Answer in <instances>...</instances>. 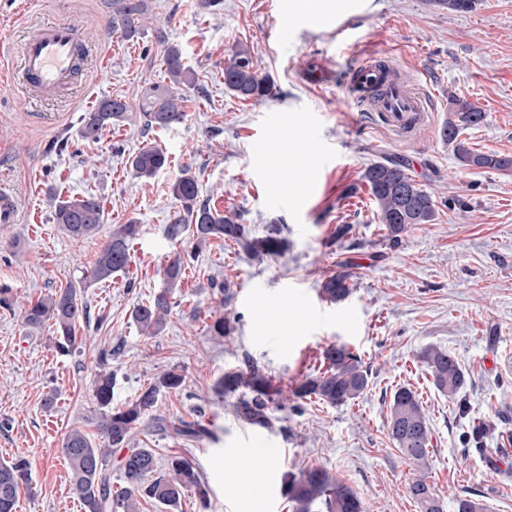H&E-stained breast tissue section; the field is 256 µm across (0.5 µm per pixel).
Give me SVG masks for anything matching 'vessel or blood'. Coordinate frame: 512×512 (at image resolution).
<instances>
[{
    "mask_svg": "<svg viewBox=\"0 0 512 512\" xmlns=\"http://www.w3.org/2000/svg\"><path fill=\"white\" fill-rule=\"evenodd\" d=\"M83 41L71 22L56 20L30 28L21 45V79L25 89L43 97L55 95L68 86L84 64ZM356 98H371V111L384 124L409 132L425 120V106L411 80L402 77L395 63L371 55L354 68Z\"/></svg>",
    "mask_w": 512,
    "mask_h": 512,
    "instance_id": "b4317fda",
    "label": "vessel or blood"
}]
</instances>
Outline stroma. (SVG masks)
I'll list each match as a JSON object with an SVG mask.
<instances>
[{"instance_id":"stroma-1","label":"stroma","mask_w":512,"mask_h":512,"mask_svg":"<svg viewBox=\"0 0 512 512\" xmlns=\"http://www.w3.org/2000/svg\"><path fill=\"white\" fill-rule=\"evenodd\" d=\"M157 20L140 38L112 32V0H0V42L16 46L29 24L71 21L85 44V71L55 96L29 94L16 79L17 60L0 58V185L22 199L20 220L0 224V460L22 455L31 482L17 512H82L70 490L61 444L78 428L99 441L91 385L98 353L111 350L117 383L113 403L130 402L142 386L178 370L182 390L161 395L155 412L166 421L202 420L212 435L184 440L153 426L135 429L129 446L156 453L159 472L170 456H185L209 489L208 501L182 500L177 512H292L271 499L270 479L321 466L354 490L367 512H420L406 487L412 464L394 447L387 414L396 389L419 395L432 434L433 484L443 512L472 498L487 512H512V172L459 167L440 136L448 98L481 107L484 123L466 134L481 152L512 153V0H478L453 13L425 0H373L350 15L358 54L341 51L335 28H318L288 11V0H147ZM179 46L198 82L186 90V120L168 129L142 122L113 127L97 143L80 139V120L100 100L138 104L143 90L165 78L166 43ZM252 52L274 95L241 100L224 88L230 46ZM381 53L410 74L428 122L402 134L380 122L351 92L357 56ZM158 144L169 165L153 179L137 178L129 154ZM302 148V161L321 164L319 191L295 206L290 189L297 165L273 168L271 151ZM404 165L436 200L434 223L385 239L362 175L374 161ZM190 172L200 200L240 216L254 238L283 227L280 251L255 259L232 240L193 249L190 233L167 228L180 208L172 185ZM279 192H270L273 183ZM94 194L105 219L98 233L74 240L53 222L56 201ZM141 226L127 271L87 282L113 228ZM195 250L172 296L165 328L140 332L134 307L165 286L176 254ZM352 274L350 296L320 295L338 266ZM82 284L87 309L75 350L60 355L52 325L30 331L21 309L67 284ZM231 320V338L214 336L216 318ZM343 345L361 358L368 386L342 406L305 400L302 412L271 407V428L250 425L217 381L252 361L282 389L322 368L321 352ZM436 346L469 375L464 402L448 399L420 359ZM56 393L52 411L42 407ZM490 424L484 445L497 462L466 450L473 425ZM256 456L254 479L236 480L245 454Z\"/></svg>"}]
</instances>
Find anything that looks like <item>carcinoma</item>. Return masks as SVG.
I'll use <instances>...</instances> for the list:
<instances>
[{
  "instance_id": "obj_1",
  "label": "carcinoma",
  "mask_w": 512,
  "mask_h": 512,
  "mask_svg": "<svg viewBox=\"0 0 512 512\" xmlns=\"http://www.w3.org/2000/svg\"><path fill=\"white\" fill-rule=\"evenodd\" d=\"M434 7L451 12H467L476 0H426ZM148 11L146 0H112V32L124 39L141 34V18ZM166 80L148 86L138 106L144 127L168 129L186 119L185 97L182 90L196 84V74L183 63L182 51L170 44L164 52ZM224 88L242 99L257 101L272 94L269 81L257 72L250 49L239 44L232 48L224 61ZM132 108L120 98H106L81 119L79 136L96 143L110 127L130 119ZM485 119V112L475 103L452 96L448 98V118L440 130L441 137L454 145V155L464 169L512 171V155L499 152L482 153L467 146L462 138L465 132ZM134 175L142 180L153 179L167 167L164 150L151 143L141 147L128 159ZM363 180L377 205V218L385 237L393 246L410 229L435 220L436 201L420 184L395 161L374 162L367 166ZM173 196L181 210L168 228L172 238L183 228L190 230L195 247H201L214 238L229 239L243 244L254 255H274L281 244L282 226L270 224L262 238H249V229L240 218L226 216L209 203L198 200L195 177L183 173L172 187ZM54 223L74 240L92 237L104 221V210L93 195L72 197L57 202ZM140 233V225L132 222L112 230L109 242L98 256L91 278L96 282L109 280L130 263V244ZM183 261L175 257L164 269L166 287L145 303L137 305L133 319L141 332L150 336L165 327L172 307L170 297L181 282ZM323 296L334 302L348 297L351 274L338 272L327 277L321 285ZM84 314L78 303V289L68 284L55 293L30 303L23 312V323L30 330L39 329L52 320L56 325L55 348L68 355L74 348L76 326ZM112 351L99 352L100 369L93 383V398L98 409L97 428L103 444L96 445L84 431L70 430L62 444V454L69 464L70 484L83 512H141L139 499L147 497L169 509L179 507L188 494L207 500V490L194 467L187 459L175 456L169 471L157 472V458L150 448H129L120 464L121 485L112 484L110 457L112 449L122 448L130 440L132 431L149 418L161 430H171L178 438L202 440L211 431L202 423L180 422L169 424L153 414L163 393H177L184 385L183 374L171 370L149 386L141 388L137 396L121 408L112 407L116 378L107 368ZM325 370L298 384L292 391V410L299 411L306 399H318L331 406H341L354 400L368 386V371L360 358L343 345L331 344L322 352ZM421 360L430 372L434 386L457 400L465 390L468 379L458 360L436 346L421 352ZM249 389L248 398L241 400L239 412L250 424L267 428L272 424L268 414L269 403L283 396V390L252 362L232 369L218 380V388L228 396L240 388ZM387 427L392 442L400 452L420 470L429 467L431 446L430 425L418 395L407 387L398 388L389 404ZM29 483L28 463L17 457L0 463V512H16L22 485ZM283 494L293 503V512H312V506L321 502L326 512H364L358 496L331 476L324 468L312 466L299 474L282 477ZM408 495L421 512H441L439 498L425 475L414 478L406 487Z\"/></svg>"
}]
</instances>
